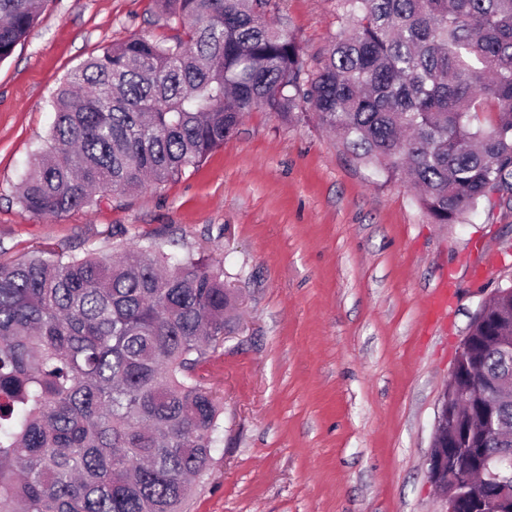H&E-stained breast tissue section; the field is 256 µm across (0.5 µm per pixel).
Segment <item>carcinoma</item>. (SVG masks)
Returning <instances> with one entry per match:
<instances>
[{"label":"carcinoma","mask_w":512,"mask_h":512,"mask_svg":"<svg viewBox=\"0 0 512 512\" xmlns=\"http://www.w3.org/2000/svg\"><path fill=\"white\" fill-rule=\"evenodd\" d=\"M158 2L185 37L132 33L62 83L20 178L25 211L175 179L256 109L341 133L375 175L415 185L433 224L512 190V0H338L340 30L309 62L275 0ZM43 3L0 0V62ZM232 302L223 263L152 244L0 265V512H183L222 442L194 370ZM497 321L512 301L471 324L458 383L472 365L512 374L483 342Z\"/></svg>","instance_id":"obj_1"}]
</instances>
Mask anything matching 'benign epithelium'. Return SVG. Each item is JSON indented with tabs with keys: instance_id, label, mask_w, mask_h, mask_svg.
<instances>
[{
	"instance_id": "obj_1",
	"label": "benign epithelium",
	"mask_w": 512,
	"mask_h": 512,
	"mask_svg": "<svg viewBox=\"0 0 512 512\" xmlns=\"http://www.w3.org/2000/svg\"><path fill=\"white\" fill-rule=\"evenodd\" d=\"M475 398L481 429L493 437H499L502 425L495 417L497 405L512 398V382L498 380L489 383L482 377L469 378ZM466 431L448 420V402L439 399L436 425L428 457V477L437 491L446 499L447 512H500L502 505L512 498V472L502 466L508 460L512 467V450L503 455L486 459L484 481L494 480L496 494L480 496L471 490L470 468L464 454Z\"/></svg>"
}]
</instances>
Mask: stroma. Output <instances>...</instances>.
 <instances>
[{"instance_id":"stroma-1","label":"stroma","mask_w":512,"mask_h":512,"mask_svg":"<svg viewBox=\"0 0 512 512\" xmlns=\"http://www.w3.org/2000/svg\"><path fill=\"white\" fill-rule=\"evenodd\" d=\"M278 3L308 56L328 48L337 0ZM137 31L183 28L157 0H46L0 62V264L119 243L223 261L237 320L197 369L223 442L187 512H446L427 476L439 396L474 315L512 283V191L434 224L410 186L374 178L314 119L256 110L175 180L61 217L26 212L17 187L52 96Z\"/></svg>"}]
</instances>
